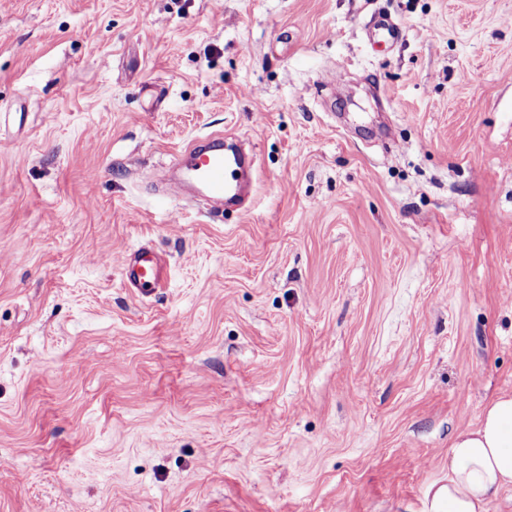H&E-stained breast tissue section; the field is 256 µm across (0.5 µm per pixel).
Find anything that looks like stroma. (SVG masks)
<instances>
[{
	"label": "stroma",
	"instance_id": "stroma-1",
	"mask_svg": "<svg viewBox=\"0 0 512 512\" xmlns=\"http://www.w3.org/2000/svg\"><path fill=\"white\" fill-rule=\"evenodd\" d=\"M502 394L512 0H0V512H424ZM372 37H376L374 43L383 45L394 43L402 37L401 29L388 17L373 19L370 24ZM183 160L188 177L216 205H244L238 174L244 171L245 154L239 151L229 153L222 144H213L186 150ZM121 266L124 281L135 293L146 295L162 287L163 266L152 251L141 248L128 253Z\"/></svg>",
	"mask_w": 512,
	"mask_h": 512
}]
</instances>
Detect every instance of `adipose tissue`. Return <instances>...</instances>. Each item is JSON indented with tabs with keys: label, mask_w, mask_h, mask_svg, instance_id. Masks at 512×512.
Instances as JSON below:
<instances>
[{
	"label": "adipose tissue",
	"mask_w": 512,
	"mask_h": 512,
	"mask_svg": "<svg viewBox=\"0 0 512 512\" xmlns=\"http://www.w3.org/2000/svg\"><path fill=\"white\" fill-rule=\"evenodd\" d=\"M448 456V478L427 488L426 512H487L512 487V395L490 401L477 428L452 439Z\"/></svg>",
	"instance_id": "1"
}]
</instances>
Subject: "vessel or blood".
<instances>
[{"instance_id": "b4317fda", "label": "vessel or blood", "mask_w": 512, "mask_h": 512, "mask_svg": "<svg viewBox=\"0 0 512 512\" xmlns=\"http://www.w3.org/2000/svg\"><path fill=\"white\" fill-rule=\"evenodd\" d=\"M370 29L380 45L396 42L402 36L399 26L387 17L373 19ZM183 160L188 177L216 205L244 204L245 198L238 175L245 168V154L231 152L223 145L214 144L186 150ZM122 276L128 288L146 295L162 286L163 266L152 251L141 248L124 256Z\"/></svg>"}]
</instances>
